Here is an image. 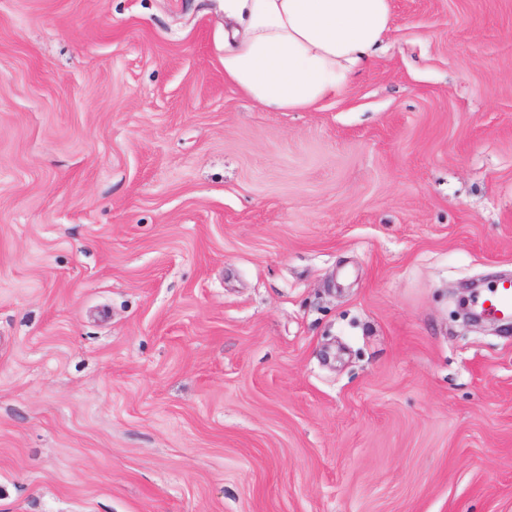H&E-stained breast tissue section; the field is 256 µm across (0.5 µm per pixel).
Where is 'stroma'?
<instances>
[{
	"instance_id": "stroma-1",
	"label": "stroma",
	"mask_w": 512,
	"mask_h": 512,
	"mask_svg": "<svg viewBox=\"0 0 512 512\" xmlns=\"http://www.w3.org/2000/svg\"><path fill=\"white\" fill-rule=\"evenodd\" d=\"M301 112L224 0H0V512H512V0H392ZM478 306L485 317L508 323L512 320V281H498L478 300Z\"/></svg>"
}]
</instances>
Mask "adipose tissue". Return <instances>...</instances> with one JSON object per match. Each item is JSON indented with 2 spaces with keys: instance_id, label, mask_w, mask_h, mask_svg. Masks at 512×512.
<instances>
[{
  "instance_id": "ef3b65f1",
  "label": "adipose tissue",
  "mask_w": 512,
  "mask_h": 512,
  "mask_svg": "<svg viewBox=\"0 0 512 512\" xmlns=\"http://www.w3.org/2000/svg\"><path fill=\"white\" fill-rule=\"evenodd\" d=\"M224 11L246 20L225 78L288 112L336 95L394 28L391 0H224Z\"/></svg>"
}]
</instances>
